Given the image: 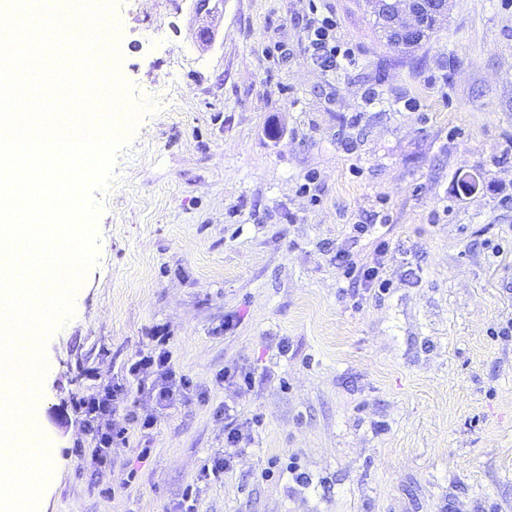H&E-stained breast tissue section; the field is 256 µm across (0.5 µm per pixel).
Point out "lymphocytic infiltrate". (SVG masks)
Here are the masks:
<instances>
[{
	"mask_svg": "<svg viewBox=\"0 0 512 512\" xmlns=\"http://www.w3.org/2000/svg\"><path fill=\"white\" fill-rule=\"evenodd\" d=\"M306 40L313 57L327 70H340L355 63L353 52L337 36L333 12L313 17ZM192 389V380L175 365L168 336L154 332L119 373L101 382L94 393L75 398L73 407L87 441L86 447L78 448V455L89 456L92 464L102 470L111 465L113 449L129 446L133 435L148 436L157 423L156 416L141 417L121 410L130 391H137L163 410L176 396Z\"/></svg>",
	"mask_w": 512,
	"mask_h": 512,
	"instance_id": "f902f5d3",
	"label": "lymphocytic infiltrate"
}]
</instances>
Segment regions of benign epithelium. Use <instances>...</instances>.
Returning <instances> with one entry per match:
<instances>
[{
    "label": "benign epithelium",
    "mask_w": 512,
    "mask_h": 512,
    "mask_svg": "<svg viewBox=\"0 0 512 512\" xmlns=\"http://www.w3.org/2000/svg\"><path fill=\"white\" fill-rule=\"evenodd\" d=\"M379 31L396 36V49L420 43L448 17L449 0H366Z\"/></svg>",
    "instance_id": "7a95c632"
}]
</instances>
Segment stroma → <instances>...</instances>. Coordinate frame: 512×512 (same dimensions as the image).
<instances>
[{"label": "stroma", "mask_w": 512, "mask_h": 512, "mask_svg": "<svg viewBox=\"0 0 512 512\" xmlns=\"http://www.w3.org/2000/svg\"><path fill=\"white\" fill-rule=\"evenodd\" d=\"M108 71L147 103L95 189L98 261L43 347L40 512H512V6L453 0L399 58L357 0H105ZM354 66L314 63L312 6ZM314 177L309 192L300 186ZM476 188L464 193L459 179ZM350 291L336 254L378 259ZM157 329L194 391L94 477L73 395ZM266 372L251 390L227 371ZM245 451L224 452V407ZM294 461L263 477L269 460ZM242 413L235 406L224 407V457H214L211 471L214 476L232 472L235 458L245 451V448H237L241 441Z\"/></svg>", "instance_id": "35a3bbf8"}]
</instances>
